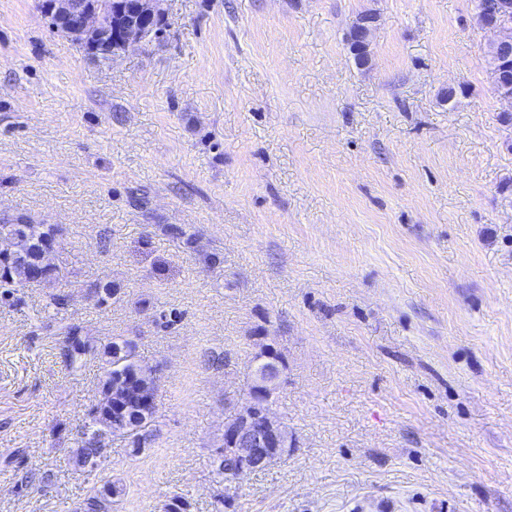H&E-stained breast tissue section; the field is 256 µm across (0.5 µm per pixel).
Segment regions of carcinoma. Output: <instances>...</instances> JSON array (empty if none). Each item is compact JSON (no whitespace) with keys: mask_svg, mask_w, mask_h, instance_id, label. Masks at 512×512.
<instances>
[{"mask_svg":"<svg viewBox=\"0 0 512 512\" xmlns=\"http://www.w3.org/2000/svg\"><path fill=\"white\" fill-rule=\"evenodd\" d=\"M59 229L43 224H34L24 216L0 219V300L14 299L15 288L27 287L31 270L43 273L42 282L48 283L59 277L60 267L56 263L54 239ZM79 326L64 327L65 341L60 357L68 366L81 365L88 360H99L104 364L99 397L89 411V422L74 451V464L85 467L94 457L102 438L120 430L132 431L128 445L132 453L139 454L158 436L156 418H146V413L130 407L117 406L122 387L136 378L149 379L153 375L150 367L139 364L136 345L129 340L110 341L100 347L92 346L76 336ZM113 497L105 500L90 495L82 504L81 512H113L114 505L127 493L119 480L110 482Z\"/></svg>","mask_w":512,"mask_h":512,"instance_id":"carcinoma-1","label":"carcinoma"}]
</instances>
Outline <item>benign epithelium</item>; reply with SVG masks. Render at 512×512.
<instances>
[{
	"label": "benign epithelium",
	"instance_id": "7a95c632",
	"mask_svg": "<svg viewBox=\"0 0 512 512\" xmlns=\"http://www.w3.org/2000/svg\"><path fill=\"white\" fill-rule=\"evenodd\" d=\"M42 13L52 28L70 38L89 54L108 60L130 48L159 39L169 27L166 0H43ZM378 18L367 13L351 26L347 42L356 63L371 62V44ZM484 28L496 35L493 44L502 53L501 64L492 68L493 83L503 82L512 59V0H499L484 20ZM286 369L273 343L259 344L249 366L244 403L224 419V458L234 465L237 477L265 470L294 446L282 419L273 411V396Z\"/></svg>",
	"mask_w": 512,
	"mask_h": 512
}]
</instances>
